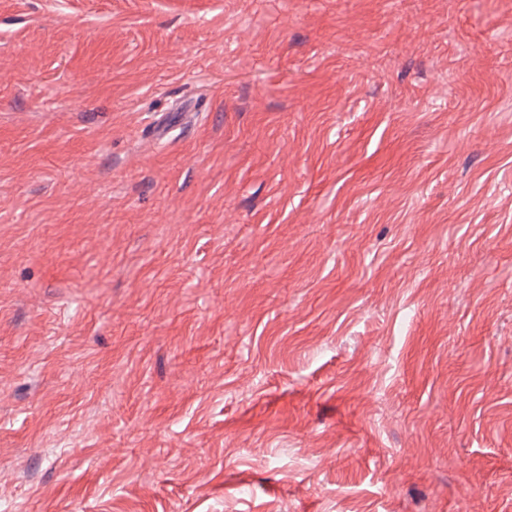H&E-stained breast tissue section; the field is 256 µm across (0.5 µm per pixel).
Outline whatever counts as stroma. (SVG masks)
I'll return each mask as SVG.
<instances>
[{"mask_svg":"<svg viewBox=\"0 0 512 512\" xmlns=\"http://www.w3.org/2000/svg\"><path fill=\"white\" fill-rule=\"evenodd\" d=\"M0 512H512V0H0Z\"/></svg>","mask_w":512,"mask_h":512,"instance_id":"35a3bbf8","label":"stroma"}]
</instances>
